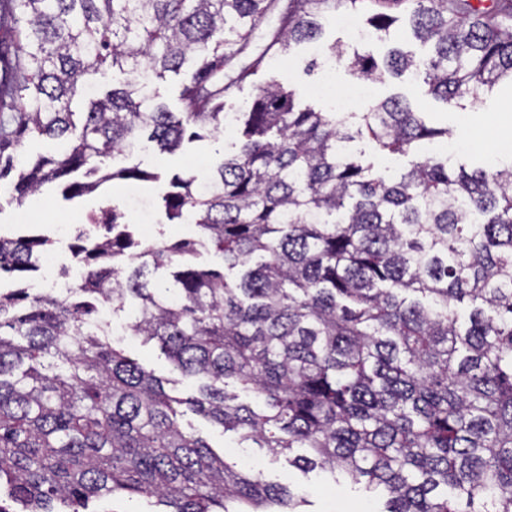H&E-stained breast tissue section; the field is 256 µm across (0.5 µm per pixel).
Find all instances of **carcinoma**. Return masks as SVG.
Here are the masks:
<instances>
[{
    "label": "carcinoma",
    "instance_id": "1",
    "mask_svg": "<svg viewBox=\"0 0 512 512\" xmlns=\"http://www.w3.org/2000/svg\"><path fill=\"white\" fill-rule=\"evenodd\" d=\"M338 8L381 41L403 16L432 46L378 60L333 43L363 79L412 74L427 95L472 106L512 82V0H0V179L15 173L12 201L56 181L76 197L153 179L115 156L218 132L228 92L272 48L317 39ZM270 16L264 49L246 52ZM190 58L174 112L147 87ZM107 68L120 87L74 112ZM241 116L237 150L207 182L189 173L163 198L224 270L196 266L192 240L134 241L114 212L107 234L81 229L71 245L87 300L0 292V512H85L119 493L154 497L159 512H301L294 489L185 431L183 405L303 472L381 493L380 512H512V163L468 172L434 154L386 179L350 143L407 155L450 136L399 96L318 112L268 84ZM39 137L58 152L23 155ZM47 243L0 236V276L24 278ZM175 256L172 286L142 280ZM129 297L133 335L197 381L190 396L91 328ZM46 356L64 369L43 372Z\"/></svg>",
    "mask_w": 512,
    "mask_h": 512
}]
</instances>
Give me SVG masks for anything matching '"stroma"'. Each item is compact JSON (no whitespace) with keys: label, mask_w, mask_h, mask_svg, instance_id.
<instances>
[{"label":"stroma","mask_w":512,"mask_h":512,"mask_svg":"<svg viewBox=\"0 0 512 512\" xmlns=\"http://www.w3.org/2000/svg\"><path fill=\"white\" fill-rule=\"evenodd\" d=\"M334 43L351 50L356 47L349 32L329 18L324 23L319 43L296 45L286 57L268 56L256 74L225 97V111H244L256 96L258 87L271 82L295 90L302 104L324 112L335 111L336 104L332 99L313 92L314 86L323 82L326 76V49ZM313 58L317 59L318 66L307 70L306 63ZM389 96L405 98L424 112L432 125L445 126L457 133L465 132V145L452 152V163L473 169L489 166L494 159L501 163L512 160V109L507 106L512 100V87L495 86L485 95L480 107L471 112L426 96L415 78L408 75L373 85L370 99ZM239 136L240 125L233 122L224 125L218 133L184 142L173 154L161 155L149 147L136 150L118 158V165L139 167L153 173V180L108 182L92 193L71 200L63 198L60 188L50 185L42 195L30 198L20 207L11 200V179L0 180V236L11 238L23 232L27 225H35L40 234L50 237V251L56 256L53 264L29 274L23 282L24 287L35 294L52 284L64 283L63 270L70 264L71 229L86 216L101 218L114 211L120 213L122 223L127 224L135 237L150 238L160 247L182 239L195 240L196 263L206 268L223 269V258L200 238L195 225L169 221L161 197L169 191L174 176L190 172L205 177L211 164L220 160L224 153L233 151ZM181 424L184 429L205 438L229 464L248 463L260 470L266 481H290L307 487V512H376L374 501L365 498L361 492L336 485L329 474L319 471L302 474L289 466L287 457L274 459L265 449L238 444L234 435L224 434L221 427L202 416L185 412Z\"/></svg>","instance_id":"1"}]
</instances>
